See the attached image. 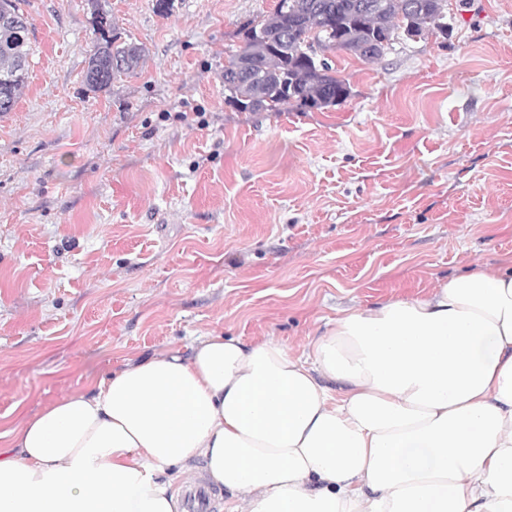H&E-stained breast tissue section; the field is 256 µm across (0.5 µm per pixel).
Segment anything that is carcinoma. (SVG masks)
<instances>
[{
    "label": "carcinoma",
    "instance_id": "carcinoma-1",
    "mask_svg": "<svg viewBox=\"0 0 512 512\" xmlns=\"http://www.w3.org/2000/svg\"><path fill=\"white\" fill-rule=\"evenodd\" d=\"M23 0H0V112H10L25 87L29 70L28 16ZM447 0H277L272 14L252 22L243 45L224 62V83L235 86L229 101L240 112L296 110L307 112L339 105L350 86L337 76L332 60L309 55L308 45L323 52H345L362 60L380 57L403 32L411 37L447 29ZM96 44L84 82L90 90L112 86L120 73L134 70L144 49L120 43L112 17L99 11L94 19ZM269 36L257 41L258 29Z\"/></svg>",
    "mask_w": 512,
    "mask_h": 512
}]
</instances>
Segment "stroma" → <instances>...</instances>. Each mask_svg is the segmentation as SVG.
<instances>
[{"instance_id":"obj_1","label":"stroma","mask_w":512,"mask_h":512,"mask_svg":"<svg viewBox=\"0 0 512 512\" xmlns=\"http://www.w3.org/2000/svg\"><path fill=\"white\" fill-rule=\"evenodd\" d=\"M276 0H24L0 113V432L210 333L301 352L340 310L512 256V0L334 56L344 103L240 112L224 61ZM103 7L140 65L89 91ZM24 0H0V101L4 98L7 106H0V112H10L16 105L25 87L29 70L30 41L28 16L20 4ZM8 17L7 24L3 22Z\"/></svg>"}]
</instances>
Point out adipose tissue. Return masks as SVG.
Listing matches in <instances>:
<instances>
[{
    "mask_svg": "<svg viewBox=\"0 0 512 512\" xmlns=\"http://www.w3.org/2000/svg\"><path fill=\"white\" fill-rule=\"evenodd\" d=\"M512 512V256L345 311L309 353L212 334L0 434V512Z\"/></svg>",
    "mask_w": 512,
    "mask_h": 512,
    "instance_id": "adipose-tissue-1",
    "label": "adipose tissue"
}]
</instances>
